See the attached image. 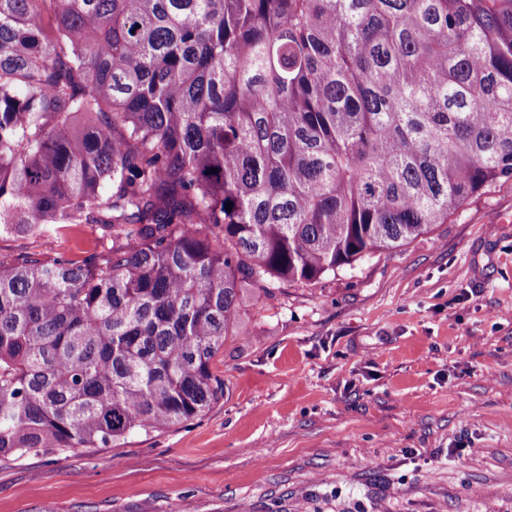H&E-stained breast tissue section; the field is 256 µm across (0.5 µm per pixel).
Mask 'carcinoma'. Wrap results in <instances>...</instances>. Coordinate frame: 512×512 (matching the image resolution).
<instances>
[{
	"label": "carcinoma",
	"mask_w": 512,
	"mask_h": 512,
	"mask_svg": "<svg viewBox=\"0 0 512 512\" xmlns=\"http://www.w3.org/2000/svg\"><path fill=\"white\" fill-rule=\"evenodd\" d=\"M508 179L512 0H0V237L102 241L0 259V457L205 415L248 292ZM98 236V231L88 224L63 228L57 238V248L59 251L65 252L66 255L76 258L84 251L95 248Z\"/></svg>",
	"instance_id": "1"
}]
</instances>
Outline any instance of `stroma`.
Listing matches in <instances>:
<instances>
[{
    "mask_svg": "<svg viewBox=\"0 0 512 512\" xmlns=\"http://www.w3.org/2000/svg\"><path fill=\"white\" fill-rule=\"evenodd\" d=\"M206 415L0 458V512H512V180L247 301Z\"/></svg>",
    "mask_w": 512,
    "mask_h": 512,
    "instance_id": "obj_1",
    "label": "stroma"
}]
</instances>
